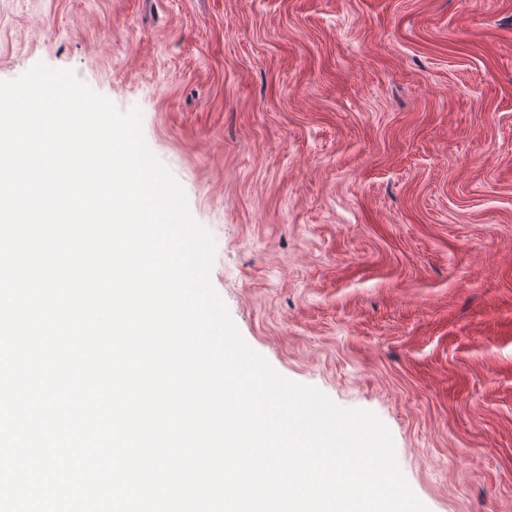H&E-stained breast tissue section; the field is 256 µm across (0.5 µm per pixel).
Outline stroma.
Wrapping results in <instances>:
<instances>
[{
  "mask_svg": "<svg viewBox=\"0 0 512 512\" xmlns=\"http://www.w3.org/2000/svg\"><path fill=\"white\" fill-rule=\"evenodd\" d=\"M38 62L140 110L278 374L426 512H512V0H0Z\"/></svg>",
  "mask_w": 512,
  "mask_h": 512,
  "instance_id": "stroma-1",
  "label": "stroma"
}]
</instances>
